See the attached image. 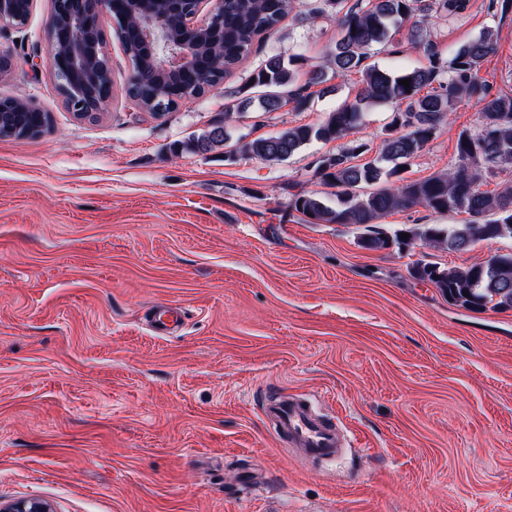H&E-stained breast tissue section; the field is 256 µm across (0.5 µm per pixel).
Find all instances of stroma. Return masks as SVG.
Masks as SVG:
<instances>
[{
	"mask_svg": "<svg viewBox=\"0 0 512 512\" xmlns=\"http://www.w3.org/2000/svg\"><path fill=\"white\" fill-rule=\"evenodd\" d=\"M319 0L256 43L223 83L176 110L143 111L112 25V95L80 120L48 74L51 0L23 27L0 24V98L49 113L41 134L0 136V504L53 512H512V310L467 311L414 280L419 260L468 266L512 238L463 253L413 244L370 251L348 224H308L291 194H330L317 163L345 146L314 141L269 164L240 143L320 122L360 86L329 70L339 37ZM498 35L480 71L512 94V11L471 0L434 17L442 55ZM328 69L306 109L224 119L268 52ZM382 67L421 66L408 32L369 51ZM226 122L224 146L174 144ZM478 127L462 100L406 166L417 180L455 161ZM182 307L168 336L148 324ZM307 395L342 428L333 463L302 462L263 419L264 399Z\"/></svg>",
	"mask_w": 512,
	"mask_h": 512,
	"instance_id": "1",
	"label": "stroma"
}]
</instances>
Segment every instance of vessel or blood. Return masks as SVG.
Returning <instances> with one entry per match:
<instances>
[{
    "label": "vessel or blood",
    "instance_id": "vessel-or-blood-1",
    "mask_svg": "<svg viewBox=\"0 0 512 512\" xmlns=\"http://www.w3.org/2000/svg\"><path fill=\"white\" fill-rule=\"evenodd\" d=\"M179 308L166 306L154 312L151 324L156 332H172L181 324ZM264 418L270 419L275 431L288 439L307 460H333L342 452V444L333 421L318 415L308 400L288 394L267 400L261 406Z\"/></svg>",
    "mask_w": 512,
    "mask_h": 512
}]
</instances>
